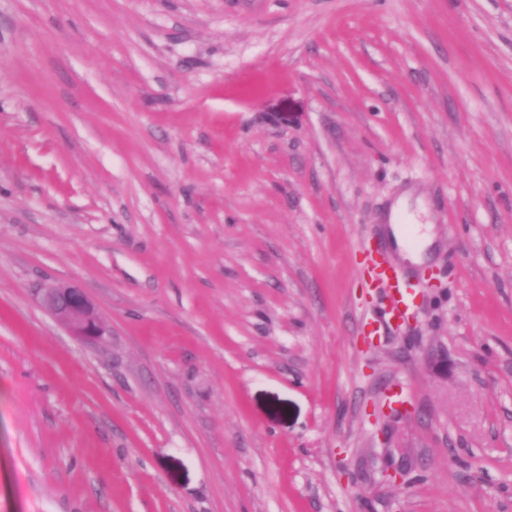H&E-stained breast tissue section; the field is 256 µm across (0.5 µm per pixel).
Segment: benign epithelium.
<instances>
[{
    "mask_svg": "<svg viewBox=\"0 0 512 512\" xmlns=\"http://www.w3.org/2000/svg\"><path fill=\"white\" fill-rule=\"evenodd\" d=\"M43 298L80 340L92 341L103 335L95 307L83 289L77 286H51L43 290Z\"/></svg>",
    "mask_w": 512,
    "mask_h": 512,
    "instance_id": "benign-epithelium-1",
    "label": "benign epithelium"
}]
</instances>
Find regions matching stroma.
Returning a JSON list of instances; mask_svg holds the SVG:
<instances>
[{
	"instance_id": "35a3bbf8",
	"label": "stroma",
	"mask_w": 512,
	"mask_h": 512,
	"mask_svg": "<svg viewBox=\"0 0 512 512\" xmlns=\"http://www.w3.org/2000/svg\"><path fill=\"white\" fill-rule=\"evenodd\" d=\"M0 512H512V0H0ZM404 198L399 199L391 208L388 215L389 231L397 246L400 256L404 260H408L413 264L421 263L425 256L427 249L433 243V235L431 234L432 224H425L426 226H419L421 231L420 246L418 249L410 251L404 248V229L398 224L400 213L404 210ZM381 276L385 281L383 289L388 301L385 314L391 319L404 318L411 301L408 283L398 277ZM43 298L52 311L62 319L73 336L92 341L103 336L95 307L86 292L77 286L44 288Z\"/></svg>"
}]
</instances>
